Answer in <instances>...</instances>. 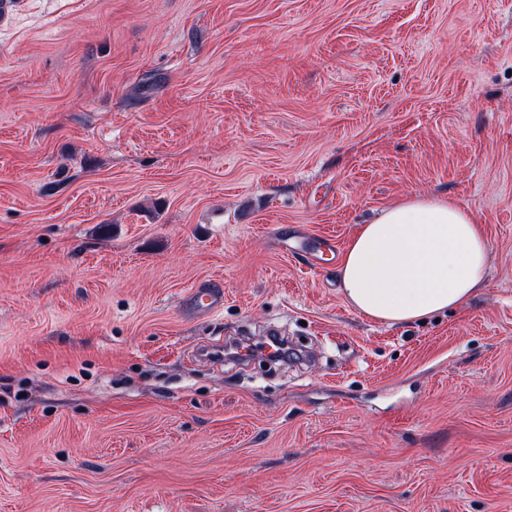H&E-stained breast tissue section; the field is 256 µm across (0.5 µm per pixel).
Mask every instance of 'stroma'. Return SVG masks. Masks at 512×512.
I'll return each instance as SVG.
<instances>
[{"label":"stroma","instance_id":"1","mask_svg":"<svg viewBox=\"0 0 512 512\" xmlns=\"http://www.w3.org/2000/svg\"><path fill=\"white\" fill-rule=\"evenodd\" d=\"M413 192L488 241L457 309L285 248ZM270 327L307 361L191 356ZM0 512H512V0H12ZM224 306V290L215 286L195 288L184 301L186 310L205 314Z\"/></svg>","mask_w":512,"mask_h":512}]
</instances>
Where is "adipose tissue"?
Wrapping results in <instances>:
<instances>
[{
	"mask_svg": "<svg viewBox=\"0 0 512 512\" xmlns=\"http://www.w3.org/2000/svg\"><path fill=\"white\" fill-rule=\"evenodd\" d=\"M488 242L477 219L450 199L409 194L353 238L339 278L346 300L386 323L428 318L483 287Z\"/></svg>",
	"mask_w": 512,
	"mask_h": 512,
	"instance_id": "adipose-tissue-1",
	"label": "adipose tissue"
}]
</instances>
